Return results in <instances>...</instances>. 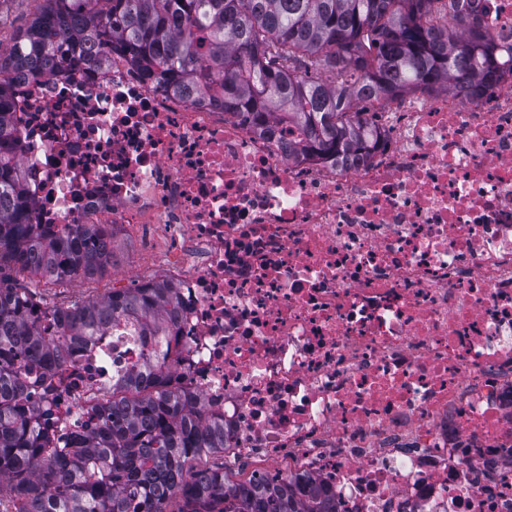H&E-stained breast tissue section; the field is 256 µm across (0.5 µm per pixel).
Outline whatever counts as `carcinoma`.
<instances>
[{"instance_id":"obj_1","label":"carcinoma","mask_w":512,"mask_h":512,"mask_svg":"<svg viewBox=\"0 0 512 512\" xmlns=\"http://www.w3.org/2000/svg\"><path fill=\"white\" fill-rule=\"evenodd\" d=\"M455 25L427 21L435 2ZM467 0H43L0 49V495L11 512H336L313 479L232 482L224 424L201 396L171 384L169 344L178 295L165 282L48 306L13 273L63 283L101 276L112 248L95 225L48 238L33 228L25 173L13 152L6 86L29 71L53 75L79 57L120 54L157 85L224 96L263 129L282 116L304 140L295 157L339 158L380 136L369 105L415 89L479 96L512 65ZM120 328L142 363L112 378L97 430L71 446L45 437L18 374L49 377L94 336Z\"/></svg>"}]
</instances>
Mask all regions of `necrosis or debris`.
Here are the masks:
<instances>
[{
	"label": "necrosis or debris",
	"instance_id": "1",
	"mask_svg": "<svg viewBox=\"0 0 512 512\" xmlns=\"http://www.w3.org/2000/svg\"><path fill=\"white\" fill-rule=\"evenodd\" d=\"M512 49V0H479ZM40 231L136 229L178 290L173 382L224 422L226 459L309 476L336 512H512V71L480 96L383 102L378 144L295 158V128L153 87L124 56L13 78ZM98 336L29 404L85 437L112 373Z\"/></svg>",
	"mask_w": 512,
	"mask_h": 512
}]
</instances>
